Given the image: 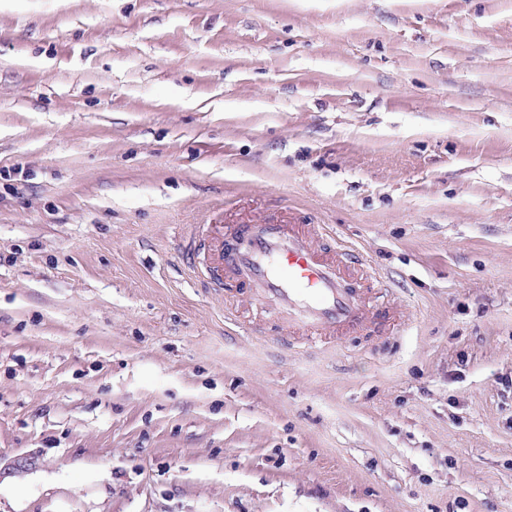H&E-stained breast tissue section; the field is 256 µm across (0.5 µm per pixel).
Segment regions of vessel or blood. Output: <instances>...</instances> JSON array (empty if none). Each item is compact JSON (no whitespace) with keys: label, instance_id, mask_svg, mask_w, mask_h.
<instances>
[{"label":"vessel or blood","instance_id":"obj_1","mask_svg":"<svg viewBox=\"0 0 512 512\" xmlns=\"http://www.w3.org/2000/svg\"><path fill=\"white\" fill-rule=\"evenodd\" d=\"M323 225L292 228L281 224H250L227 241L224 260L205 266L197 275L219 288L225 270H232L253 298L272 307L290 327L334 333L364 321L362 290L380 283L377 273L354 278L347 273L345 252L335 259L319 257L316 239Z\"/></svg>","mask_w":512,"mask_h":512}]
</instances>
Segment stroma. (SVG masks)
Masks as SVG:
<instances>
[{
  "instance_id": "obj_1",
  "label": "stroma",
  "mask_w": 512,
  "mask_h": 512,
  "mask_svg": "<svg viewBox=\"0 0 512 512\" xmlns=\"http://www.w3.org/2000/svg\"><path fill=\"white\" fill-rule=\"evenodd\" d=\"M288 222L389 283L334 342L192 279ZM20 455L0 512H512V0H0Z\"/></svg>"
}]
</instances>
